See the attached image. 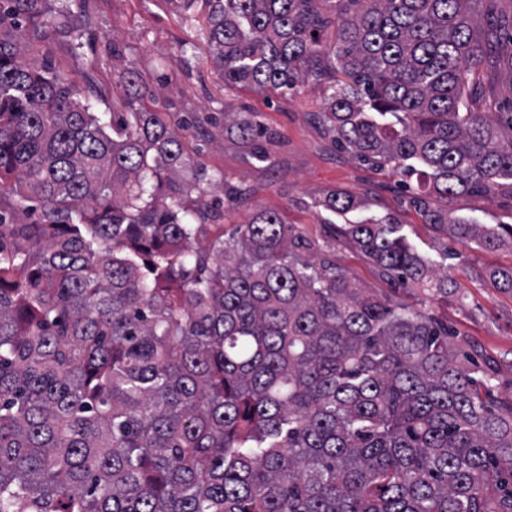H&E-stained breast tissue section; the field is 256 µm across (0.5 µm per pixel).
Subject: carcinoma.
I'll list each match as a JSON object with an SVG mask.
<instances>
[{"label":"carcinoma","mask_w":512,"mask_h":512,"mask_svg":"<svg viewBox=\"0 0 512 512\" xmlns=\"http://www.w3.org/2000/svg\"><path fill=\"white\" fill-rule=\"evenodd\" d=\"M481 2L179 0L207 9L225 84L325 83L331 141L416 180L425 222L484 250L512 224L448 221L460 193L512 190V113L467 108L490 61ZM63 18L0 0V512H512L494 362L461 359L447 326L359 287L275 211L224 235L243 190L192 197L136 72L96 90L105 122L29 63L35 33L82 46L87 24ZM224 130L270 161L246 113ZM401 230L338 227L387 280L448 296Z\"/></svg>","instance_id":"obj_1"}]
</instances>
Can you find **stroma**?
Masks as SVG:
<instances>
[{"label":"stroma","mask_w":512,"mask_h":512,"mask_svg":"<svg viewBox=\"0 0 512 512\" xmlns=\"http://www.w3.org/2000/svg\"><path fill=\"white\" fill-rule=\"evenodd\" d=\"M51 11L72 18L90 14L92 26L78 53H70L62 35L33 40L32 59L47 58L80 88H118L123 69L138 71L144 105L161 111L177 125L186 159L178 179L194 180L198 169L209 179L200 189L210 193L225 179L245 189L243 199L224 206V228L244 223L257 209L273 210L295 232L313 241L320 253L344 268L353 280L396 304L426 312L454 330L456 344L475 358L501 359L498 384L512 394V293L498 288L491 271L512 268V243L486 251L453 243L425 224L406 201L398 176L360 163L335 147L312 119L325 99L316 84L288 92L254 91L226 85L207 51L204 14L181 12L175 0H46ZM494 64L474 75L469 108L496 116L512 113V36L498 33ZM222 112H246L275 132L271 163L248 158L237 137L212 123ZM363 201L365 217L394 216L409 238L438 266L448 269L456 292L432 299L416 288H397L382 278L372 262L323 221V201L332 193ZM449 217H472L483 224H512V191L469 192L448 203ZM453 259H445V251Z\"/></svg>","instance_id":"1"}]
</instances>
